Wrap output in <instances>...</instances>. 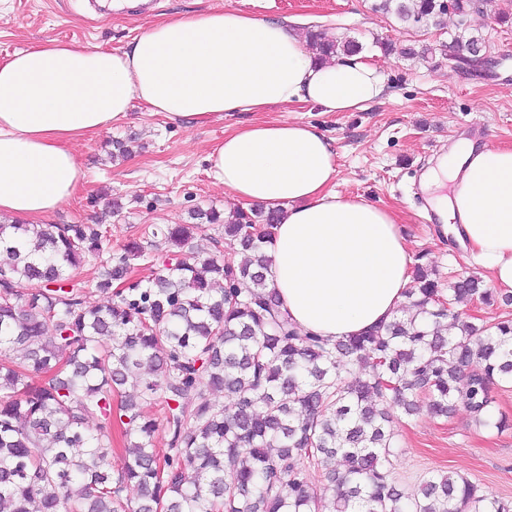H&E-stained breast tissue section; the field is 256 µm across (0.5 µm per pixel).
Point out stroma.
<instances>
[{
	"label": "stroma",
	"mask_w": 512,
	"mask_h": 512,
	"mask_svg": "<svg viewBox=\"0 0 512 512\" xmlns=\"http://www.w3.org/2000/svg\"><path fill=\"white\" fill-rule=\"evenodd\" d=\"M374 0H150L147 8L121 12L102 0H0V60L29 46L59 41L126 48L152 23L173 15L234 7L267 20L290 19L299 35L314 30L333 40L355 39L375 57L387 80L379 101L354 112L322 113L308 104L273 106L259 117L311 122L333 139L336 192L394 210L412 252L440 286L461 273L478 274L439 230L420 177L430 160L455 141L481 130L484 142L512 143V0H485L468 32L486 41L492 64L450 70L448 61L409 58L405 49L442 42L440 31L414 27L373 10ZM393 46L383 54L381 43ZM236 112L221 121L173 122L134 105L126 121L73 143L84 173L79 193L49 218L53 224H90L108 200L122 209L103 217L106 240L120 252L130 240H150L157 225L190 223L191 211L230 212L234 202L208 176L206 157L226 130L258 117ZM134 139L133 153L112 159L114 137ZM505 428H487L464 407L447 418L420 412L392 423L396 450L392 472L407 495L424 477L452 471L483 490L512 497V385L493 386Z\"/></svg>",
	"instance_id": "stroma-1"
}]
</instances>
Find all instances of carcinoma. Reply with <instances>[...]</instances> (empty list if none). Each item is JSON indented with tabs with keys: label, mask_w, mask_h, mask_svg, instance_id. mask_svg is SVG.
<instances>
[{
	"label": "carcinoma",
	"mask_w": 512,
	"mask_h": 512,
	"mask_svg": "<svg viewBox=\"0 0 512 512\" xmlns=\"http://www.w3.org/2000/svg\"><path fill=\"white\" fill-rule=\"evenodd\" d=\"M373 10L439 31L448 14L442 0H377ZM453 12L451 44L482 46L462 35L481 12L475 0H454ZM309 36L318 58L336 53L322 33ZM192 218L151 231L180 260L104 307L66 275L103 254L102 225L0 224V512H512V500L452 472L407 498L390 470L393 413H418L421 394L434 416L462 404L483 426H506L491 387L512 384V318L477 325L457 309L463 297L493 300L480 278L448 282L445 297L419 266L406 293L414 314L331 345L295 330L266 283L279 211ZM204 224L221 226L241 261L199 260L189 244ZM145 258L146 246L128 242L102 260L96 287L129 281ZM213 390L234 409L212 403ZM151 405L169 434L162 460L152 448L161 425L143 415ZM114 419L127 441L118 458ZM336 457L341 467L314 489L310 468Z\"/></svg>",
	"instance_id": "1"
}]
</instances>
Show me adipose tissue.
<instances>
[{"instance_id":"adipose-tissue-1","label":"adipose tissue","mask_w":512,"mask_h":512,"mask_svg":"<svg viewBox=\"0 0 512 512\" xmlns=\"http://www.w3.org/2000/svg\"><path fill=\"white\" fill-rule=\"evenodd\" d=\"M385 91L372 56L320 60L286 22L234 8L170 18L122 51L58 41L22 49L0 62V218L43 223L82 185L71 142L137 103L202 122L279 104L353 112ZM208 161L225 197L281 209L268 285L300 333L333 344L398 313L413 264L399 218L334 190L336 150L316 125L255 121L225 133ZM421 188L444 233L494 288L512 292V145L459 140Z\"/></svg>"}]
</instances>
